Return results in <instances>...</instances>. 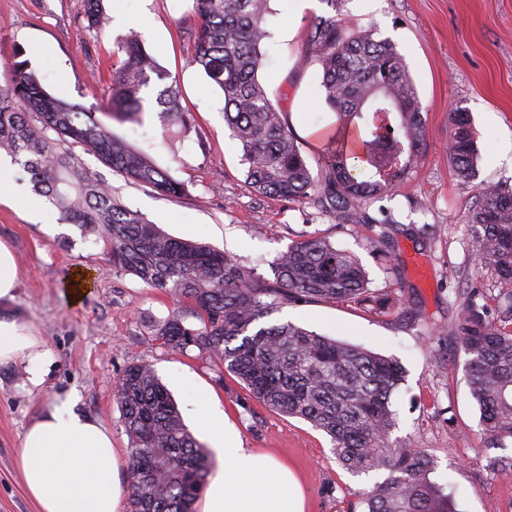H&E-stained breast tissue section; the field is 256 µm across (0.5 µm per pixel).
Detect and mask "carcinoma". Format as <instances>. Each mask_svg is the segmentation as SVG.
Instances as JSON below:
<instances>
[{
  "mask_svg": "<svg viewBox=\"0 0 512 512\" xmlns=\"http://www.w3.org/2000/svg\"><path fill=\"white\" fill-rule=\"evenodd\" d=\"M269 0H193L198 26L190 63L203 68L224 98V121L243 150L253 192L309 203L338 224L379 225L375 248H391L392 217L368 208L392 196L426 144L427 124L405 56L389 38L357 30L342 0H322L307 46L319 65L326 105L336 112V135L312 172L280 108L258 73L269 32ZM80 28L100 34L108 17L102 0H83ZM108 68L112 106L107 116L141 122L144 91L164 81L156 60L129 34ZM0 84V153L30 176L33 191L58 211L60 223L104 242L112 269L168 295L176 310L152 325L166 347L209 355L239 379L251 397L327 433L338 463L353 474L388 476L358 495L361 512H457L453 494L431 480L435 462L422 448L391 439L397 427L392 397L405 380L400 361L310 331L290 321L260 320L284 303L353 302L385 308L351 252L302 235L272 262L275 285L202 243L174 238L127 207L97 172L74 153L79 146L113 171L171 199L187 195L183 182L112 131L96 113L45 91L25 63L7 66ZM173 80L158 91L161 122L187 130L192 113ZM448 163L463 183L477 175L480 150L469 113H448ZM359 161L365 177L355 171ZM476 268L504 282L494 307L478 303L473 286L459 295L448 340L468 356V384L480 410L483 446L512 441V184L480 189L467 217ZM129 438L130 512H196L212 469L211 453L149 364L128 366L113 390Z\"/></svg>",
  "mask_w": 512,
  "mask_h": 512,
  "instance_id": "cac0c4a2",
  "label": "carcinoma"
}]
</instances>
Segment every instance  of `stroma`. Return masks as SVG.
I'll use <instances>...</instances> for the list:
<instances>
[{
    "label": "stroma",
    "instance_id": "1",
    "mask_svg": "<svg viewBox=\"0 0 512 512\" xmlns=\"http://www.w3.org/2000/svg\"><path fill=\"white\" fill-rule=\"evenodd\" d=\"M110 22L101 35L81 33L83 0H0V69L28 62L53 96L87 110L107 111V68L117 44L137 32L145 49L181 86L193 115L187 134L168 137L154 98L141 123L110 121L115 134L148 152L188 186L179 200L134 184L96 156L82 163L99 172L121 200L166 233L224 251L245 268L273 280L272 261L300 235H318L356 254L376 293L402 289L401 303L374 313L352 303L284 304L268 323L289 320L338 341L398 359L405 381L392 398L398 426L392 436L432 455V480L450 485L458 512H512V474L488 469L479 408L467 384L465 353L439 330L455 313L456 292L474 272L467 247V214L481 186L512 180V0H344L352 26L375 29L406 57L427 119L422 157L385 199L400 229L391 258L372 242L368 227L339 224L310 205L262 198L246 182L242 150L224 123V99L204 71L188 65L195 27L193 0H103ZM311 0L287 17L270 0V33L260 77L299 139L310 167H318L324 137L337 116L324 102L319 68L307 48L309 23L324 14ZM469 112L478 135V176L460 183L448 164V112ZM17 182L0 202V242L14 252L18 288L0 302V315L30 325L51 349L41 388L21 367L0 364V512H37L19 466L23 434L39 414L66 403L100 421L112 443L129 439L115 381L129 365H152L198 431L187 398L193 382L223 411L244 447L272 454L294 471L306 512H349L359 491L384 472L354 475L333 454L331 439L310 423L254 400L232 376L197 349L179 353L154 339L153 321L174 305L130 274L117 273L95 237L59 221L49 203L26 208L30 184Z\"/></svg>",
    "mask_w": 512,
    "mask_h": 512
}]
</instances>
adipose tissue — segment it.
I'll use <instances>...</instances> for the list:
<instances>
[{"label": "adipose tissue", "mask_w": 512, "mask_h": 512, "mask_svg": "<svg viewBox=\"0 0 512 512\" xmlns=\"http://www.w3.org/2000/svg\"><path fill=\"white\" fill-rule=\"evenodd\" d=\"M51 351L26 326L0 317V363L23 366L31 386L44 382ZM186 392L200 427L224 458L201 512H304L301 485L270 454L244 447L237 433L194 385ZM19 464L38 512H119L121 457L96 420L58 406L38 416L22 441Z\"/></svg>", "instance_id": "obj_1"}]
</instances>
